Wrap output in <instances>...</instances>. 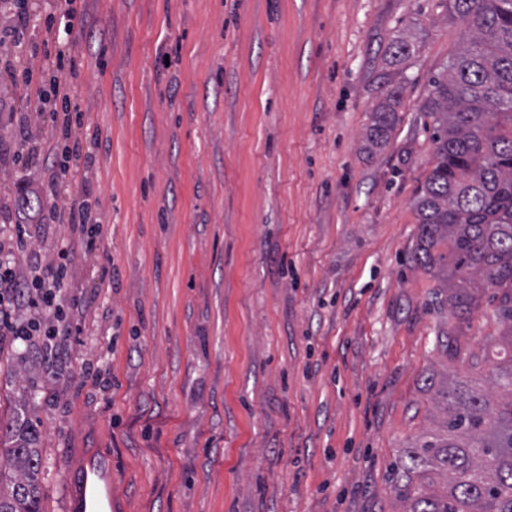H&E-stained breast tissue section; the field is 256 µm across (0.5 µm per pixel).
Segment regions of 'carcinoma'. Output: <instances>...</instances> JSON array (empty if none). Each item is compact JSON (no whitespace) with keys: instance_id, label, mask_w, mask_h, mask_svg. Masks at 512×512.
Listing matches in <instances>:
<instances>
[{"instance_id":"obj_1","label":"carcinoma","mask_w":512,"mask_h":512,"mask_svg":"<svg viewBox=\"0 0 512 512\" xmlns=\"http://www.w3.org/2000/svg\"><path fill=\"white\" fill-rule=\"evenodd\" d=\"M448 12L465 23L469 40L430 79L423 101L434 150L416 192L413 261L448 289L457 313L496 289L497 320L512 347V0H448ZM399 105L392 90L375 106L370 145L391 137ZM490 375L503 388L496 396L455 376L436 391L441 431L395 467L402 512H512V357ZM40 438L27 408L0 417V443L8 444L0 512H43Z\"/></svg>"}]
</instances>
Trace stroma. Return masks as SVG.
<instances>
[{
    "label": "stroma",
    "instance_id": "1",
    "mask_svg": "<svg viewBox=\"0 0 512 512\" xmlns=\"http://www.w3.org/2000/svg\"><path fill=\"white\" fill-rule=\"evenodd\" d=\"M77 3L62 48L50 13L17 47L0 11V53L75 60L72 132L98 141L72 186L97 202L95 232L47 217L18 257L66 248L81 333L49 361L0 338V415L36 395L44 512L100 461L112 512H401L392 466L439 430L446 373L495 391L507 349L491 292L453 313L412 261L433 161L421 105L465 24L445 0ZM400 39L414 52L397 62ZM52 77L0 74V148L26 121L46 202L64 139L24 94ZM393 89L400 122L369 148Z\"/></svg>",
    "mask_w": 512,
    "mask_h": 512
}]
</instances>
